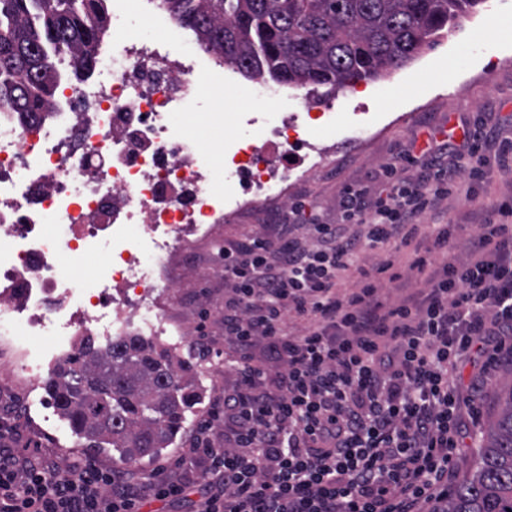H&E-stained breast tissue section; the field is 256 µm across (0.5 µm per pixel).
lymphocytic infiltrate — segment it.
Returning <instances> with one entry per match:
<instances>
[{
  "label": "lymphocytic infiltrate",
  "mask_w": 512,
  "mask_h": 512,
  "mask_svg": "<svg viewBox=\"0 0 512 512\" xmlns=\"http://www.w3.org/2000/svg\"><path fill=\"white\" fill-rule=\"evenodd\" d=\"M485 149L469 130L460 144H435L449 161L418 183L386 166L378 196L345 188L340 222L309 214L308 240L291 225L307 214L299 200L274 238L225 245L235 358L188 450L204 464L197 512H441L476 400L512 362V198L485 208L462 240L457 225L419 218L455 193L476 200L488 173L459 181L458 161ZM373 249L384 259L361 265ZM351 273L359 287H342ZM292 315L302 330H290ZM218 426L227 443L214 440ZM11 440L0 426V512H141L186 498L162 468L138 479L93 463L61 471L20 460Z\"/></svg>",
  "instance_id": "obj_1"
}]
</instances>
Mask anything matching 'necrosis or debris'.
<instances>
[{
	"mask_svg": "<svg viewBox=\"0 0 512 512\" xmlns=\"http://www.w3.org/2000/svg\"><path fill=\"white\" fill-rule=\"evenodd\" d=\"M135 23L159 38L132 39ZM230 81L221 60L173 30L161 0H112V40L87 79L60 84L39 118L0 112V327L25 334L0 348L27 378L71 353L76 336L183 337L166 305L194 246L216 240L231 215L284 201L314 163L293 114L264 143L186 136L187 110L223 118ZM281 151L295 163L280 164ZM92 254L99 263L74 283L61 257Z\"/></svg>",
	"mask_w": 512,
	"mask_h": 512,
	"instance_id": "4bbe7bcc",
	"label": "necrosis or debris"
}]
</instances>
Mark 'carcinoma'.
Wrapping results in <instances>:
<instances>
[{"label": "carcinoma", "instance_id": "cac0c4a2", "mask_svg": "<svg viewBox=\"0 0 512 512\" xmlns=\"http://www.w3.org/2000/svg\"><path fill=\"white\" fill-rule=\"evenodd\" d=\"M486 0H164L173 20L250 80L329 96L404 66ZM110 23L107 0H0V110L50 111L65 75L89 72ZM497 384L474 469L446 512H512V366ZM44 389L84 448L134 464L162 454L202 401L192 364L152 338L90 336Z\"/></svg>", "mask_w": 512, "mask_h": 512}]
</instances>
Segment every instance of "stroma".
I'll return each mask as SVG.
<instances>
[{
  "label": "stroma",
  "instance_id": "stroma-1",
  "mask_svg": "<svg viewBox=\"0 0 512 512\" xmlns=\"http://www.w3.org/2000/svg\"><path fill=\"white\" fill-rule=\"evenodd\" d=\"M512 0H499L495 9L462 18L461 40L443 37L406 66L384 77L358 82L328 96L325 111L306 109L304 90L295 97L267 104L251 101L255 81L235 74L234 85L224 92V109L237 113L240 121L252 122L262 134L274 113H297L305 137L330 156L329 165L288 190L289 201L306 200L310 208L335 221L339 201L349 184L377 190L381 170L397 164L403 176L418 178L424 165L419 156L429 135L444 139L448 127L468 126L480 137L512 140ZM456 57L460 68L449 73L445 64ZM224 280L208 277L205 266L187 269L181 276L172 317L183 324L184 346L173 355L194 364L205 399L188 413L184 426L169 448L157 457H144L135 467L138 475L149 474L158 465L188 447L197 426L204 422L216 398L224 392ZM17 386L12 368L0 360V424L11 426L13 447L55 467L65 468L95 457L104 467H119L111 449L88 452L81 448L44 389L36 395L42 403L34 417L14 412L2 403L4 394Z\"/></svg>",
  "mask_w": 512,
  "mask_h": 512
}]
</instances>
